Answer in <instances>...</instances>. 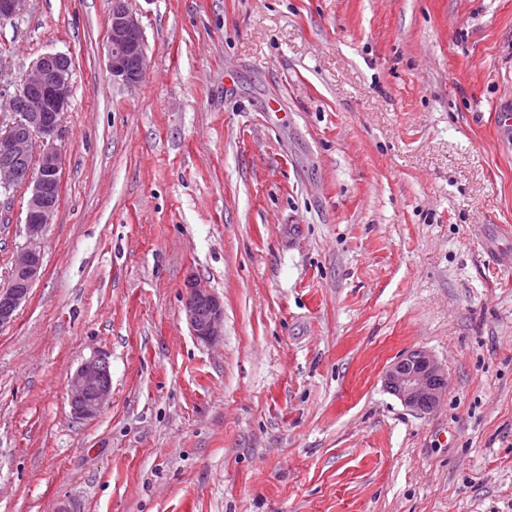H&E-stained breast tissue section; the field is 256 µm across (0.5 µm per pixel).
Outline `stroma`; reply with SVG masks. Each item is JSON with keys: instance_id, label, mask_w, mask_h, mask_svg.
<instances>
[{"instance_id": "obj_1", "label": "stroma", "mask_w": 512, "mask_h": 512, "mask_svg": "<svg viewBox=\"0 0 512 512\" xmlns=\"http://www.w3.org/2000/svg\"><path fill=\"white\" fill-rule=\"evenodd\" d=\"M111 0H27L0 82L73 58L60 198L0 201V512H512V0H132L147 76L106 68ZM224 304L192 335L189 278ZM416 349L448 395L383 385ZM108 406L75 419L92 352ZM43 272V254L35 248L24 251L16 260L8 285L0 288V329L14 322L18 308L29 299ZM384 385L417 413L432 411L447 395L443 369L424 350H414L391 364L384 374ZM112 391V374L107 358L93 353L70 377L69 404L77 419L95 418Z\"/></svg>"}]
</instances>
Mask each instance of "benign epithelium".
Instances as JSON below:
<instances>
[{"instance_id": "1", "label": "benign epithelium", "mask_w": 512, "mask_h": 512, "mask_svg": "<svg viewBox=\"0 0 512 512\" xmlns=\"http://www.w3.org/2000/svg\"><path fill=\"white\" fill-rule=\"evenodd\" d=\"M131 0H112L107 41V68L112 81L128 87L141 83L147 62L143 27L130 8ZM25 0H0V26L14 23ZM72 58L62 52H46L34 60L14 90L0 84V98L8 103L10 120L0 121V196L15 185L31 188L24 231L34 240L42 233L57 208L50 188L60 183L62 160L54 147L61 119L72 93ZM44 145L33 158V144ZM44 272L43 254L24 251L11 269L9 283L0 288V329L14 322L18 308L30 296ZM184 311L193 336L206 344L217 341L224 323L223 302L196 280L188 281ZM386 389L407 408L426 413L447 395L443 369L424 350H415L389 366ZM112 391L107 358L98 353L85 359L70 377L69 404L78 419H92L104 408Z\"/></svg>"}]
</instances>
